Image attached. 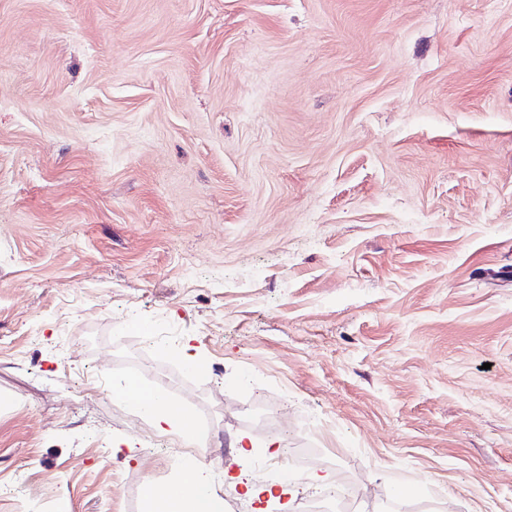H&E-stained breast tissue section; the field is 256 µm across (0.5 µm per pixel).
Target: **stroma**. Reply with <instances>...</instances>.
<instances>
[{
    "label": "stroma",
    "instance_id": "stroma-1",
    "mask_svg": "<svg viewBox=\"0 0 512 512\" xmlns=\"http://www.w3.org/2000/svg\"><path fill=\"white\" fill-rule=\"evenodd\" d=\"M132 361L239 512H512V0H0V512L176 481ZM115 389L123 395L128 407L151 422L156 430L162 433L178 432L187 445L193 447L196 444L194 424L188 417H183L179 409L157 389L137 387L132 382H120ZM301 448H283L282 455L276 460L269 457H261L254 462L252 472L261 480L268 481L280 475L286 468L294 471L303 469V463L299 459Z\"/></svg>",
    "mask_w": 512,
    "mask_h": 512
}]
</instances>
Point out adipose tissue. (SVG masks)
<instances>
[{"instance_id":"obj_1","label":"adipose tissue","mask_w":512,"mask_h":512,"mask_svg":"<svg viewBox=\"0 0 512 512\" xmlns=\"http://www.w3.org/2000/svg\"><path fill=\"white\" fill-rule=\"evenodd\" d=\"M128 407L145 418L162 433L176 432L187 445H195L194 425L183 417L173 403L167 401L158 390H148L131 382L117 386ZM163 512H223L224 504L211 491L210 474L187 458L175 485L162 495Z\"/></svg>"}]
</instances>
